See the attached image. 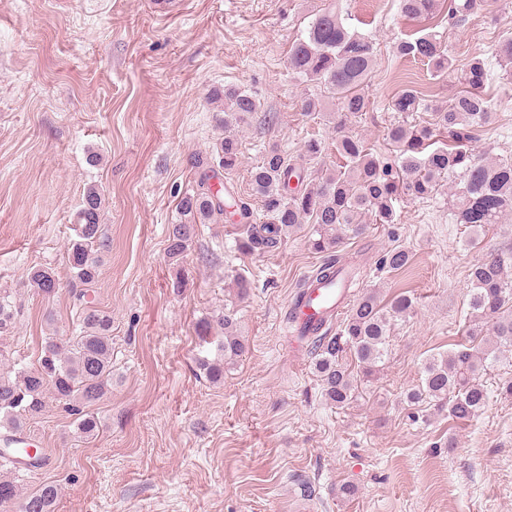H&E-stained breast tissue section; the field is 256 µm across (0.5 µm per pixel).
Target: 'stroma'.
Returning a JSON list of instances; mask_svg holds the SVG:
<instances>
[{"label": "stroma", "instance_id": "obj_1", "mask_svg": "<svg viewBox=\"0 0 512 512\" xmlns=\"http://www.w3.org/2000/svg\"><path fill=\"white\" fill-rule=\"evenodd\" d=\"M326 0H0V294L17 309L0 336V367H37L45 336H69L85 307L112 318V386L93 407L100 430L81 437L49 401L26 431L48 454L27 472L24 490L59 487L54 512H296L294 481L314 483V512H512V357L485 372L486 406L470 422L403 400L425 363L465 342L468 271L482 249L512 250V226L480 234L455 223L447 187L401 201L392 224H369L335 257L360 261L361 289L388 301L409 292L413 313L397 322L382 370L343 408L326 404L303 343L284 317L304 278L327 256L302 226L275 251L243 254L235 217L196 227L173 290L167 228L179 222V192L196 189L195 156L214 153L225 131L241 142L227 175L235 197L250 198V172L269 143L298 154L305 139H331L324 119L300 109L319 87L293 75L288 50ZM350 30L375 52L367 112L345 132L385 158L400 121L389 106L403 83L426 90L433 106L463 89L461 72L491 56L512 31V0L467 15L455 29L404 16L399 0H338ZM438 32L454 69L433 76L395 55L398 41ZM485 93L495 124L474 148L512 154V64L494 62ZM236 87L263 107L225 128L213 91ZM98 162H90V155ZM102 199L101 274L76 300L67 245L88 187ZM401 247L407 270L383 258ZM51 269L58 288L44 298L25 288L30 269ZM251 284L237 295L236 277ZM234 311L248 349L210 381L201 361H223L217 324ZM353 487L352 497L341 494Z\"/></svg>", "mask_w": 512, "mask_h": 512}]
</instances>
